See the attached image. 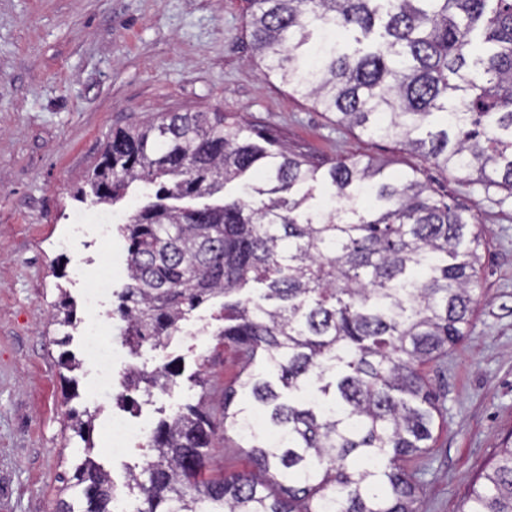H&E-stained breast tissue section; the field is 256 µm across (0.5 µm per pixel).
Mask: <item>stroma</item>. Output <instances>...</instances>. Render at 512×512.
<instances>
[{
	"label": "stroma",
	"instance_id": "1",
	"mask_svg": "<svg viewBox=\"0 0 512 512\" xmlns=\"http://www.w3.org/2000/svg\"><path fill=\"white\" fill-rule=\"evenodd\" d=\"M249 21L244 0H0V512H56L61 479L88 455L137 508L128 475L150 460L147 435L158 422L196 402V373L209 380L214 423H224V387L241 361L215 335L216 300L188 314L165 345L127 354V363L150 369L178 361L171 389L130 390L119 374L106 396L90 394L98 365L83 331L99 321L105 342L118 344L127 243L99 230L96 218L111 215V206L72 194L113 129L162 112H221L316 162L372 160L391 177L415 174L470 216L483 235L475 311L462 345L425 368L442 412L432 448L411 465L419 512H462L498 448L512 441V192L484 189L396 140L340 123L266 74ZM77 213L88 223L75 225ZM106 273L112 293L87 309L86 291ZM63 296L76 308L66 328L50 316ZM63 336L67 344L57 346ZM65 352L78 369L61 366ZM72 408L92 415L89 441L69 429ZM120 411L146 436L115 456L107 431ZM208 468L219 474L251 465L246 449L219 430Z\"/></svg>",
	"mask_w": 512,
	"mask_h": 512
}]
</instances>
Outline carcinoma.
Wrapping results in <instances>:
<instances>
[{
    "label": "carcinoma",
    "instance_id": "1",
    "mask_svg": "<svg viewBox=\"0 0 512 512\" xmlns=\"http://www.w3.org/2000/svg\"><path fill=\"white\" fill-rule=\"evenodd\" d=\"M251 44L268 73L338 121L395 138L434 164L512 191V0H249ZM373 161L328 168L222 112H164L112 133L78 198L117 204L128 282L122 340L158 346L222 297L216 336L237 348L224 432L254 471L204 478L214 429L208 380L152 430L153 459L128 488L137 512H418L408 462L430 448L438 397L422 366L466 337L483 239L413 175ZM242 195L202 207L233 181ZM328 182L327 204L297 196ZM60 326L73 322L64 299ZM178 367L132 368L164 388ZM249 404L235 406L237 393ZM87 439L91 419L66 413ZM60 512H112L110 474L87 457ZM466 512H512V447L498 450Z\"/></svg>",
    "mask_w": 512,
    "mask_h": 512
}]
</instances>
